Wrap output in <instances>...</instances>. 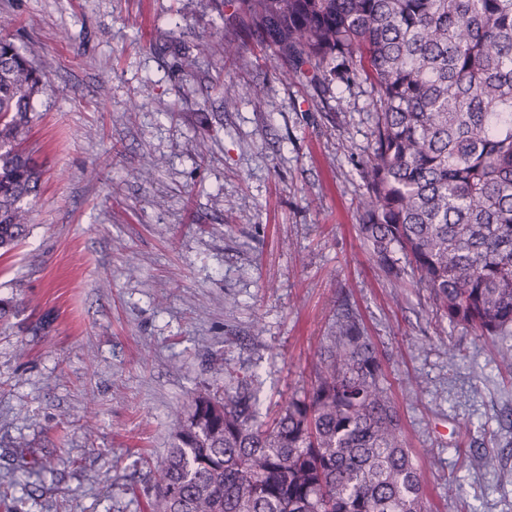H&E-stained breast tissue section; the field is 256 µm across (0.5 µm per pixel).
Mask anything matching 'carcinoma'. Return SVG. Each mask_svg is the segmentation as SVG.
Instances as JSON below:
<instances>
[{"label": "carcinoma", "mask_w": 512, "mask_h": 512, "mask_svg": "<svg viewBox=\"0 0 512 512\" xmlns=\"http://www.w3.org/2000/svg\"><path fill=\"white\" fill-rule=\"evenodd\" d=\"M252 34L316 83L374 93L359 232L405 262L450 326L512 334V0H239ZM47 84L0 37V252L28 234L42 169L21 147ZM147 512H426L424 478L373 343L350 313L314 381L262 420L246 380L196 392Z\"/></svg>", "instance_id": "1"}]
</instances>
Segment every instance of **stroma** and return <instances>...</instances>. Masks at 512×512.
I'll return each instance as SVG.
<instances>
[{"instance_id": "obj_1", "label": "stroma", "mask_w": 512, "mask_h": 512, "mask_svg": "<svg viewBox=\"0 0 512 512\" xmlns=\"http://www.w3.org/2000/svg\"><path fill=\"white\" fill-rule=\"evenodd\" d=\"M0 16L48 80L28 141L43 187L0 257V297L19 303L0 327L15 512H143L174 414L228 383L213 359L275 415L309 388L344 299L432 512H512V337L437 318L359 234L368 83L290 72L221 0H0Z\"/></svg>"}]
</instances>
